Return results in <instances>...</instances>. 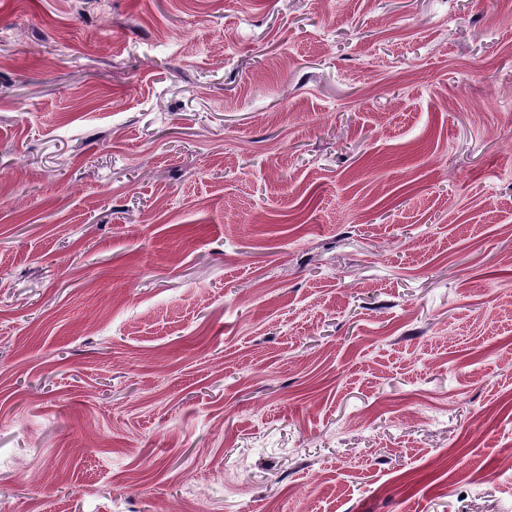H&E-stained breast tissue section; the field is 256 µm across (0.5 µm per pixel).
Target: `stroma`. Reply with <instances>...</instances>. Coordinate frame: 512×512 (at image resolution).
<instances>
[{
	"instance_id": "35a3bbf8",
	"label": "stroma",
	"mask_w": 512,
	"mask_h": 512,
	"mask_svg": "<svg viewBox=\"0 0 512 512\" xmlns=\"http://www.w3.org/2000/svg\"><path fill=\"white\" fill-rule=\"evenodd\" d=\"M0 512H512V0H0Z\"/></svg>"
}]
</instances>
